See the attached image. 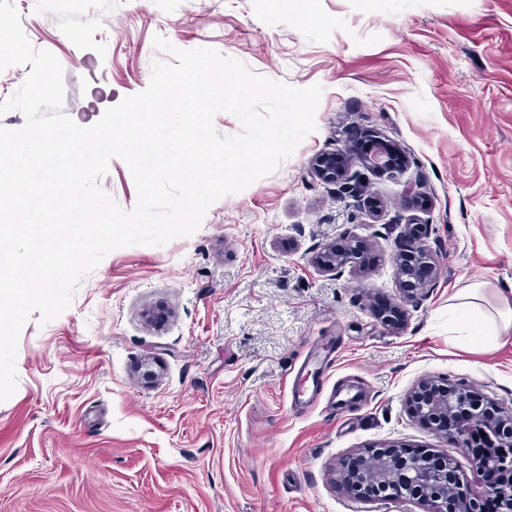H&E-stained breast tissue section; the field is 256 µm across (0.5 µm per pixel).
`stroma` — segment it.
Here are the masks:
<instances>
[{
    "label": "stroma",
    "mask_w": 512,
    "mask_h": 512,
    "mask_svg": "<svg viewBox=\"0 0 512 512\" xmlns=\"http://www.w3.org/2000/svg\"><path fill=\"white\" fill-rule=\"evenodd\" d=\"M14 4L61 62L63 110L82 126L147 87L169 58L157 35L323 93L316 131L195 233L113 250L59 317L32 314L0 402V512H428L350 496L334 470L387 445L447 454L412 416L422 379L512 407V335L471 352L448 320L467 283L491 302L512 289V0H309L304 18L281 0ZM358 130L394 142L403 164L392 176L353 164L355 197L318 182L310 160ZM415 216L439 268L411 303L393 258ZM350 238L355 267L314 265ZM312 373L317 399L292 405Z\"/></svg>",
    "instance_id": "stroma-1"
}]
</instances>
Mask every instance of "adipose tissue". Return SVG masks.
I'll list each match as a JSON object with an SVG mask.
<instances>
[{"label":"adipose tissue","mask_w":512,"mask_h":512,"mask_svg":"<svg viewBox=\"0 0 512 512\" xmlns=\"http://www.w3.org/2000/svg\"><path fill=\"white\" fill-rule=\"evenodd\" d=\"M484 290V283L467 284L449 299L448 307L458 314L465 336L480 346L490 347L499 337L512 333V301L503 299L494 308H487Z\"/></svg>","instance_id":"ef3b65f1"}]
</instances>
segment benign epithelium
<instances>
[{
	"label": "benign epithelium",
	"mask_w": 512,
	"mask_h": 512,
	"mask_svg": "<svg viewBox=\"0 0 512 512\" xmlns=\"http://www.w3.org/2000/svg\"><path fill=\"white\" fill-rule=\"evenodd\" d=\"M397 146L388 139H375L373 150L360 163L373 172L394 173L393 158ZM313 173L321 183H347L350 159L346 150L322 152L311 159ZM412 238L417 260L429 269L428 277L415 281L416 269L394 258L396 273L403 289L429 288L437 278V254L418 233L417 223L406 225ZM361 247L354 240L338 248L325 246L314 256V263L324 272H338L354 262ZM413 413L424 424L442 430L453 447L467 448L470 433L480 430L494 439L501 448L512 447V410L505 411L486 400L478 390L464 385L424 381L414 391ZM357 467L341 468L338 479L348 493L356 496L390 497L394 491L404 497L428 502L430 512H483V500L474 497L459 478L451 455L436 457L426 450L405 452L397 447L378 448L354 457ZM481 469L512 473V453L498 452L479 462ZM485 496H494L499 512H512V481L489 487Z\"/></svg>",
	"instance_id": "1"
}]
</instances>
